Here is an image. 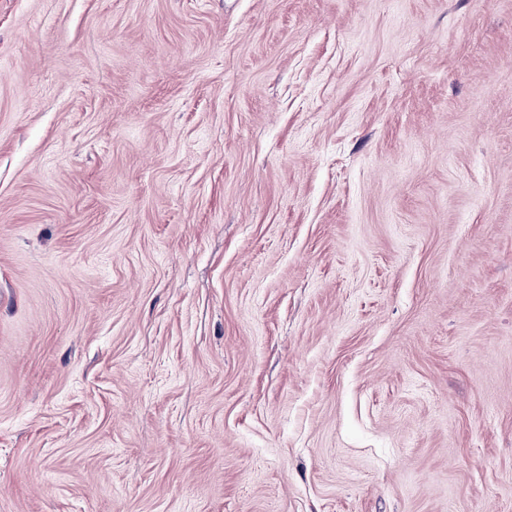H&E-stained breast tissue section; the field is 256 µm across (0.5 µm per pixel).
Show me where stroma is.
I'll return each mask as SVG.
<instances>
[{"instance_id":"obj_1","label":"stroma","mask_w":512,"mask_h":512,"mask_svg":"<svg viewBox=\"0 0 512 512\" xmlns=\"http://www.w3.org/2000/svg\"><path fill=\"white\" fill-rule=\"evenodd\" d=\"M0 512H512V0H0Z\"/></svg>"}]
</instances>
